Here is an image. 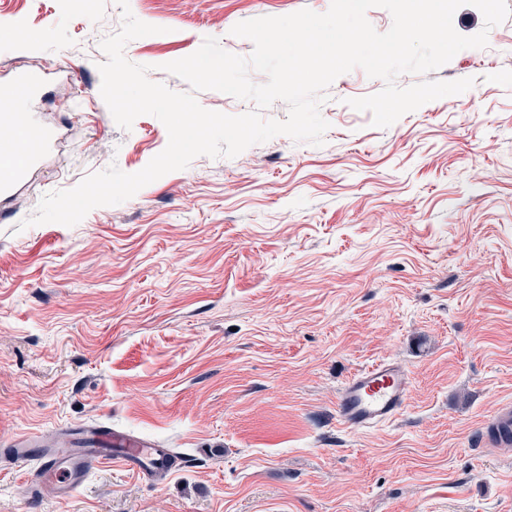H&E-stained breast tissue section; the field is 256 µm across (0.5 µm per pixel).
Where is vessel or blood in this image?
Instances as JSON below:
<instances>
[{
	"mask_svg": "<svg viewBox=\"0 0 512 512\" xmlns=\"http://www.w3.org/2000/svg\"><path fill=\"white\" fill-rule=\"evenodd\" d=\"M52 142L50 132L32 124L27 113L16 112L0 133V197L11 198L28 170L38 164ZM411 377L395 360H382L358 370L342 385L336 401L340 423L367 428L392 420L404 408ZM488 443L512 447V405L496 409L483 422ZM72 448H47L39 434L30 433L13 443L9 459L25 466L24 486H52L58 498L70 499L96 468L116 464L145 481L168 477L183 461L174 452L153 442L99 424L75 430Z\"/></svg>",
	"mask_w": 512,
	"mask_h": 512,
	"instance_id": "b4317fda",
	"label": "vessel or blood"
}]
</instances>
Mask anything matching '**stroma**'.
<instances>
[{
	"label": "stroma",
	"instance_id": "stroma-1",
	"mask_svg": "<svg viewBox=\"0 0 512 512\" xmlns=\"http://www.w3.org/2000/svg\"><path fill=\"white\" fill-rule=\"evenodd\" d=\"M331 0H129L158 26L124 55L190 90L165 63L206 37L247 57L242 21ZM116 0H0V84L47 75L37 119L51 155L0 203V512H512V447L481 421L512 403V16L430 72L474 78L386 128L349 101L381 91L356 68L320 106L322 145L279 135L199 156L68 227H24L42 197L168 143L154 116L120 128L100 94ZM412 378L402 412L360 431L336 420L356 370ZM103 422L173 449L171 478L92 471L71 498L35 493L2 448L29 432L68 447Z\"/></svg>",
	"mask_w": 512,
	"mask_h": 512
}]
</instances>
